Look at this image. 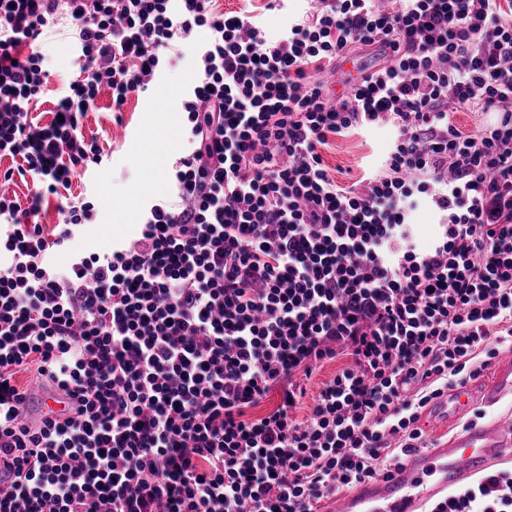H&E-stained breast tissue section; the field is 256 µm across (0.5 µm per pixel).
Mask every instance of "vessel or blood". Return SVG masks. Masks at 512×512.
Instances as JSON below:
<instances>
[{"mask_svg":"<svg viewBox=\"0 0 512 512\" xmlns=\"http://www.w3.org/2000/svg\"><path fill=\"white\" fill-rule=\"evenodd\" d=\"M507 395L512 396V361L498 369L483 400L492 405ZM509 433L511 420L473 424L449 443L411 451L397 468L331 498L325 512H424L426 504L512 459L505 445Z\"/></svg>","mask_w":512,"mask_h":512,"instance_id":"b4317fda","label":"vessel or blood"}]
</instances>
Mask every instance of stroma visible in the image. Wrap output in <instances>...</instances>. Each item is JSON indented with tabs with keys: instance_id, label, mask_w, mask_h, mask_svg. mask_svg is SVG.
<instances>
[{
	"instance_id": "1",
	"label": "stroma",
	"mask_w": 512,
	"mask_h": 512,
	"mask_svg": "<svg viewBox=\"0 0 512 512\" xmlns=\"http://www.w3.org/2000/svg\"><path fill=\"white\" fill-rule=\"evenodd\" d=\"M267 0H217V10L248 11L267 40L281 37L288 24L304 18L309 9L307 0H285L284 5L270 9ZM67 34L46 38L43 52L49 73L41 98L32 109L41 124H49L63 96L69 78L78 74L76 64L67 62L64 43ZM383 52L378 46H358L347 61L326 68L320 78L332 94L342 95L362 71L382 67ZM194 61L183 56L169 67L161 78L143 94L132 97L115 122L109 89H101L95 108L82 120L86 137L97 138L106 154L100 167L76 169L71 176L73 192H86L92 199L96 214L92 223L78 227L66 250L55 253L50 261L58 269H66L76 253L101 252L113 243L139 235L140 221L155 201L169 192L168 174L175 162L190 146L183 129L186 116L179 110V100L192 77ZM395 131L391 126H374L356 134L329 137L320 153L330 174L342 185H352L369 172L381 168L391 151ZM482 419L512 416V398L479 413L465 411L443 417L436 407L429 406L419 420L427 445L448 441L468 426L474 415Z\"/></svg>"
}]
</instances>
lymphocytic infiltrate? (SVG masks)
<instances>
[{
  "label": "lymphocytic infiltrate",
  "mask_w": 512,
  "mask_h": 512,
  "mask_svg": "<svg viewBox=\"0 0 512 512\" xmlns=\"http://www.w3.org/2000/svg\"><path fill=\"white\" fill-rule=\"evenodd\" d=\"M384 2L318 0L271 42L212 0H0V158L18 162L0 174V512H316L423 447L422 411L512 338V8ZM65 21L80 75L43 126L38 42ZM356 45L390 63L332 99L315 73ZM186 51L193 149L169 199L58 270L95 215L71 191L102 161L82 118L104 87L123 112ZM471 109L497 118L462 133ZM383 123L384 171L338 184L320 146ZM17 176L27 200L4 190ZM418 197L440 219L425 250ZM29 368L65 418L23 417ZM429 512H512V469ZM349 363L348 357L340 358L336 361L324 365L317 370L312 379L308 383L309 395H316L322 383L330 380L336 375L343 367Z\"/></svg>",
  "instance_id": "1"
}]
</instances>
